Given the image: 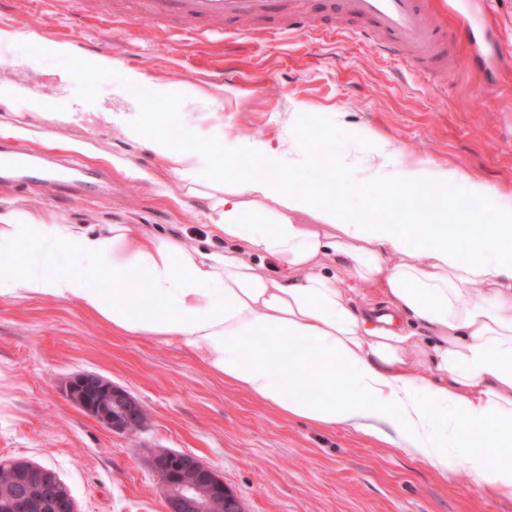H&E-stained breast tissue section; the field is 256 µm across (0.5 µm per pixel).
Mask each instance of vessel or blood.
Returning <instances> with one entry per match:
<instances>
[{
  "label": "vessel or blood",
  "instance_id": "vessel-or-blood-1",
  "mask_svg": "<svg viewBox=\"0 0 512 512\" xmlns=\"http://www.w3.org/2000/svg\"><path fill=\"white\" fill-rule=\"evenodd\" d=\"M32 26L40 28L46 16L80 7L84 18L102 23L134 25L168 24L178 35L194 37L220 32L225 22L250 18L256 21L280 20V34L301 36L306 32L305 16L316 9L339 11L361 20L359 35L375 37L380 49H413L414 63L433 72L436 59L448 45L445 28L426 19L427 0H127L115 9L112 0H32ZM21 173L38 186L47 173L21 150L0 145V175ZM61 199L96 195L102 185L100 172L76 166L52 181Z\"/></svg>",
  "mask_w": 512,
  "mask_h": 512
}]
</instances>
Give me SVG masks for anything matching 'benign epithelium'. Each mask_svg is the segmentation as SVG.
I'll use <instances>...</instances> for the list:
<instances>
[{
  "mask_svg": "<svg viewBox=\"0 0 512 512\" xmlns=\"http://www.w3.org/2000/svg\"><path fill=\"white\" fill-rule=\"evenodd\" d=\"M69 396L114 432L128 433L140 427L145 417L135 398L95 374L75 376ZM7 466L11 473L0 501H6L12 512H33L37 502L50 512H77L69 487L52 468L22 460L10 461ZM151 468L161 481L166 512H215L220 506L226 512H244L224 478L192 455L160 450L152 455Z\"/></svg>",
  "mask_w": 512,
  "mask_h": 512,
  "instance_id": "7a95c632",
  "label": "benign epithelium"
}]
</instances>
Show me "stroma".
Returning a JSON list of instances; mask_svg holds the SVG:
<instances>
[{
	"mask_svg": "<svg viewBox=\"0 0 512 512\" xmlns=\"http://www.w3.org/2000/svg\"><path fill=\"white\" fill-rule=\"evenodd\" d=\"M432 20L450 33L445 76L421 79L403 53L380 54L347 37L357 19L317 13L312 26L336 36L283 40H175L144 27L90 24L74 15L31 29L27 0H0V81L22 87L0 121L22 127L13 142L57 165L78 162L109 171L101 196L58 203L51 186L0 184V209L33 222L137 224L207 251L224 247L203 201L189 196L160 157L134 147L115 126L86 115L111 105L124 71L143 88L173 85L216 93L193 107L200 128L224 117V140L284 134L308 138L292 177L322 204L381 201L409 238L436 216L423 190L409 195L339 158H359L389 143L399 163L448 168L512 199V0H429ZM70 52H60V44ZM102 58L117 70L95 74ZM76 122L40 126L27 91ZM448 221L460 244L495 218L483 202L463 208L464 185L448 182ZM418 223H403L407 212ZM96 374L133 395L147 412L134 435L107 429L77 408L67 386ZM166 449L201 459L241 499L245 512H512V497L456 470L441 475L407 450L344 428H326L267 406L212 375L178 343L129 336L82 310L50 299H0V461L26 459L56 470L78 512H166L150 459Z\"/></svg>",
	"mask_w": 512,
	"mask_h": 512,
	"instance_id": "obj_1",
	"label": "stroma"
}]
</instances>
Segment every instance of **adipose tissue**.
Wrapping results in <instances>:
<instances>
[{"mask_svg":"<svg viewBox=\"0 0 512 512\" xmlns=\"http://www.w3.org/2000/svg\"><path fill=\"white\" fill-rule=\"evenodd\" d=\"M132 103L115 100L95 118L191 183L226 248L207 252L135 224L92 234L0 212V298L77 302L115 329L184 344L212 374L290 416L373 436L440 473L462 468L512 495V251L502 248L512 241V201L464 180L496 217L464 256L456 225L443 218L448 203L435 193L460 172L392 165L385 151L363 158L389 186L427 187L425 203L440 218L412 241L378 217L377 205L353 218L280 179L304 153L298 140L236 141L233 152L250 153L256 172L228 184L213 151L224 143L221 115L204 130L184 122L199 142L188 154L166 137L164 114L132 111ZM55 252L80 272L50 265ZM258 255L275 259L278 275H267ZM330 261L338 273H326ZM356 284L383 293L392 316L356 311ZM398 313L434 341L396 332ZM416 363L423 373L413 372Z\"/></svg>","mask_w":512,"mask_h":512,"instance_id":"ef3b65f1","label":"adipose tissue"}]
</instances>
